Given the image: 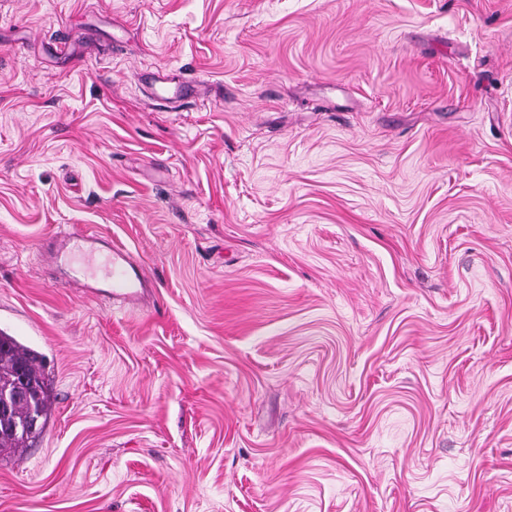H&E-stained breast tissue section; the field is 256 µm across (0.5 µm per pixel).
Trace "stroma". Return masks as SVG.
<instances>
[{
	"label": "stroma",
	"instance_id": "stroma-1",
	"mask_svg": "<svg viewBox=\"0 0 512 512\" xmlns=\"http://www.w3.org/2000/svg\"><path fill=\"white\" fill-rule=\"evenodd\" d=\"M0 330V512H512V0H0ZM123 261L121 253L115 252L112 261V270L108 271L107 275L111 279L112 293L114 295L132 298L136 294L133 288L137 287L139 277L131 268L132 274L129 268L124 265ZM18 385L26 386L28 393L25 398L13 403L11 411L8 394L15 390L14 400L20 399L24 394L16 389ZM0 390L8 393L3 401L0 396V419L7 417L11 411L7 423L4 421L2 424L0 420V451L23 448L29 439L35 438L44 428L50 409L48 385L43 373L42 359L37 352L1 330ZM33 418L37 419L36 425L31 424Z\"/></svg>",
	"mask_w": 512,
	"mask_h": 512
}]
</instances>
